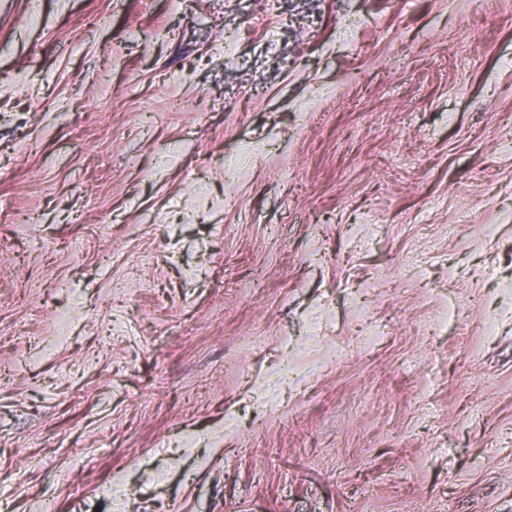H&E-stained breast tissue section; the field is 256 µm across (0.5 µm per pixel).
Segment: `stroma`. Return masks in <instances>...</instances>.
<instances>
[{
    "label": "stroma",
    "mask_w": 512,
    "mask_h": 512,
    "mask_svg": "<svg viewBox=\"0 0 512 512\" xmlns=\"http://www.w3.org/2000/svg\"><path fill=\"white\" fill-rule=\"evenodd\" d=\"M0 512H512V0H0Z\"/></svg>",
    "instance_id": "1"
}]
</instances>
